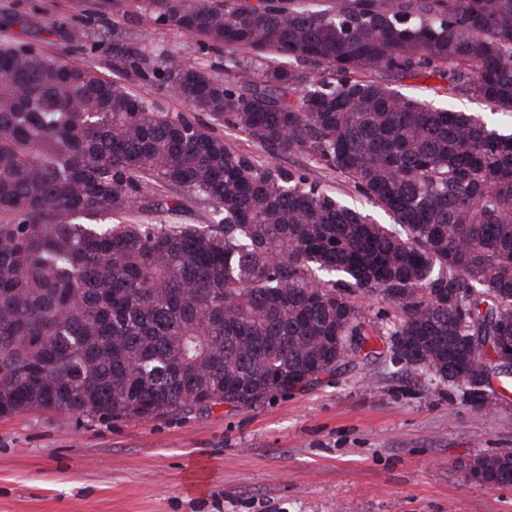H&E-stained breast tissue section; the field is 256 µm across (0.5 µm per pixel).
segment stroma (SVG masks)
<instances>
[{
    "mask_svg": "<svg viewBox=\"0 0 512 512\" xmlns=\"http://www.w3.org/2000/svg\"><path fill=\"white\" fill-rule=\"evenodd\" d=\"M0 0V38H18L114 78L112 37L175 51L210 75L224 54L158 23L152 0ZM102 13L94 25L84 17ZM82 30L88 49L70 52ZM413 98L475 112L506 132L512 117L479 98L435 93V80L385 76ZM305 167L345 204L392 225L336 172ZM512 450V387L492 410L390 360L353 362L312 388L252 408L217 406L153 419L74 418L50 411L0 417V512H512V491L466 480L477 454Z\"/></svg>",
    "mask_w": 512,
    "mask_h": 512,
    "instance_id": "35a3bbf8",
    "label": "stroma"
}]
</instances>
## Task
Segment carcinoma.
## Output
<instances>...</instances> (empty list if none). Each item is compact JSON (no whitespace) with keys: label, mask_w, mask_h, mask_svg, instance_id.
Returning <instances> with one entry per match:
<instances>
[{"label":"carcinoma","mask_w":512,"mask_h":512,"mask_svg":"<svg viewBox=\"0 0 512 512\" xmlns=\"http://www.w3.org/2000/svg\"><path fill=\"white\" fill-rule=\"evenodd\" d=\"M153 2L157 22L224 50V76L115 38L109 80L0 41V417L251 408L386 355L488 404L466 369L512 382V133L375 75L443 80L512 115V0ZM293 152L397 229L278 162ZM171 187L211 222L173 221ZM358 293L399 313L382 350ZM471 461L512 472L511 450ZM133 93L138 97L157 100L167 112H185L186 108L183 102L177 98L172 92L159 89L156 85H145L141 83H133L130 85ZM220 133L224 134V140H226L235 149L243 152H247L254 156L256 159L262 160L265 158L264 151L250 142L244 134L234 131L230 128H219Z\"/></svg>","instance_id":"cac0c4a2"}]
</instances>
